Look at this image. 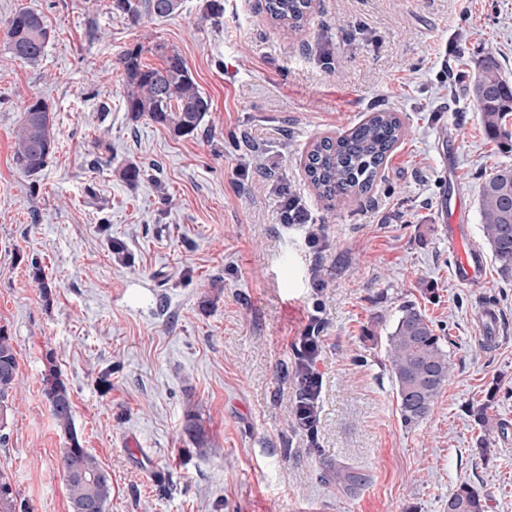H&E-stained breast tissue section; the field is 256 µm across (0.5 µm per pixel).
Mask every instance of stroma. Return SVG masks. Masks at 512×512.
I'll list each match as a JSON object with an SVG mask.
<instances>
[{
    "label": "stroma",
    "mask_w": 512,
    "mask_h": 512,
    "mask_svg": "<svg viewBox=\"0 0 512 512\" xmlns=\"http://www.w3.org/2000/svg\"><path fill=\"white\" fill-rule=\"evenodd\" d=\"M184 0L132 22L111 0H0L43 14L41 59L0 35V329L21 384L0 426V472L25 512H70L65 438L44 397L56 366L83 448L110 474L106 512H448L467 483L512 512V282L484 243L479 193L512 149L488 138L468 89L493 55L512 81V0H313L305 29L275 28L264 0ZM163 43L211 106L178 137L124 105L119 53ZM45 100L55 148L15 163L25 105ZM404 135L372 189L328 204L304 171L311 145L372 109ZM142 169L136 183L123 170ZM298 195L322 226L280 221ZM461 203L483 283L456 282L441 207ZM40 266L51 293L32 278ZM428 317L449 378L429 417L405 423L387 337L406 306ZM494 306L484 340L476 320ZM319 312L316 440L292 422L293 344ZM503 424L489 455L468 411ZM196 417L208 452L183 431ZM363 477L353 492L332 474Z\"/></svg>",
    "instance_id": "1"
}]
</instances>
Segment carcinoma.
Segmentation results:
<instances>
[{
  "mask_svg": "<svg viewBox=\"0 0 512 512\" xmlns=\"http://www.w3.org/2000/svg\"><path fill=\"white\" fill-rule=\"evenodd\" d=\"M182 0H112L113 11L133 22L146 17H169L176 14ZM312 8L311 0H265L270 21L296 34L304 30ZM7 42L13 56L27 63L37 62L51 37L44 16L20 10L6 22ZM163 64L149 67L142 62L146 48L141 44L124 49L118 64L126 86V109L135 119L143 116L170 129L178 137L198 133L210 109L207 96L189 71L181 54L174 48L155 45ZM478 103L481 123L486 133L512 140L503 120L512 112V85L503 78L494 56L486 57L471 83ZM51 109L41 99L29 101L17 131L16 164L27 174L39 173L55 147ZM403 136L399 117L377 109L367 119L350 128L343 136L324 137L308 150L304 169L319 197L333 201L341 197L369 192L394 146ZM479 210L484 241L490 249L500 278L512 281V165L502 166L482 185ZM387 356L397 400L407 423L425 419L448 380V352L432 322L414 307L402 310L395 328L387 337ZM48 373L44 377V394L56 425L68 441L62 449L61 468L65 474L71 512H105L112 484L109 473L79 443L73 421L71 392L47 356ZM19 371L13 339L0 329V426L10 405V393L18 381ZM470 417L484 434L491 430L492 418L487 405L470 409ZM199 450L208 444L207 436L196 419L184 428ZM454 512H485L480 493L462 484L448 499ZM0 512H22L10 481L0 475Z\"/></svg>",
  "mask_w": 512,
  "mask_h": 512,
  "instance_id": "carcinoma-1",
  "label": "carcinoma"
}]
</instances>
